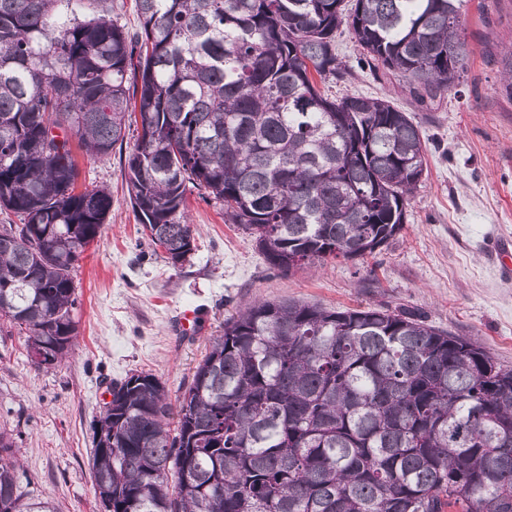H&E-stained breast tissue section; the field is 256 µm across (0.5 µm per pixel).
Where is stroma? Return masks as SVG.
<instances>
[{
  "mask_svg": "<svg viewBox=\"0 0 512 512\" xmlns=\"http://www.w3.org/2000/svg\"><path fill=\"white\" fill-rule=\"evenodd\" d=\"M462 28L471 51L467 72L423 105L401 77L361 63L347 29L336 34V53L350 74L333 94L387 98L415 116L427 144L428 171L403 230L364 259L273 269L252 238L225 223L223 207L195 189L189 207L197 249L172 266L139 233L125 184L130 144L104 161L79 157L80 187H108L112 208L73 272L75 354L40 370L20 336L0 332V429L19 450L20 480L31 494L51 498L58 512H100L89 458L107 384L144 370L178 397L225 319L257 298L329 309L414 308L512 369V278L499 274L487 248L512 237V93L503 81L512 0H465ZM187 309L198 316L193 335L175 328Z\"/></svg>",
  "mask_w": 512,
  "mask_h": 512,
  "instance_id": "obj_1",
  "label": "stroma"
}]
</instances>
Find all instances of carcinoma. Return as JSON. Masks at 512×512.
Masks as SVG:
<instances>
[{
	"instance_id": "1",
	"label": "carcinoma",
	"mask_w": 512,
	"mask_h": 512,
	"mask_svg": "<svg viewBox=\"0 0 512 512\" xmlns=\"http://www.w3.org/2000/svg\"><path fill=\"white\" fill-rule=\"evenodd\" d=\"M0 0V323L51 370L78 334L72 271L106 188L80 151L128 135L127 192L173 266L197 250L187 190L224 206L268 264L362 259L398 234L427 171L420 125L330 97L336 30L418 100L466 70L463 0ZM43 348L51 359L34 360ZM92 473L103 512H512V369L411 310L258 299L224 321L172 405L155 374L110 384ZM0 432V512H57Z\"/></svg>"
}]
</instances>
